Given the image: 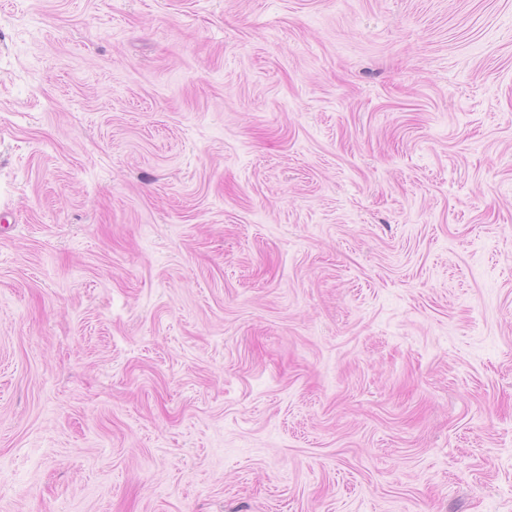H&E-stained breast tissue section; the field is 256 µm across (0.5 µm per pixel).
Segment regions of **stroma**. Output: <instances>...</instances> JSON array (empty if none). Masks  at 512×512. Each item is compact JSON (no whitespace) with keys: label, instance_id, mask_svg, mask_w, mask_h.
Wrapping results in <instances>:
<instances>
[{"label":"stroma","instance_id":"1","mask_svg":"<svg viewBox=\"0 0 512 512\" xmlns=\"http://www.w3.org/2000/svg\"><path fill=\"white\" fill-rule=\"evenodd\" d=\"M0 512H512V0H0Z\"/></svg>","mask_w":512,"mask_h":512}]
</instances>
